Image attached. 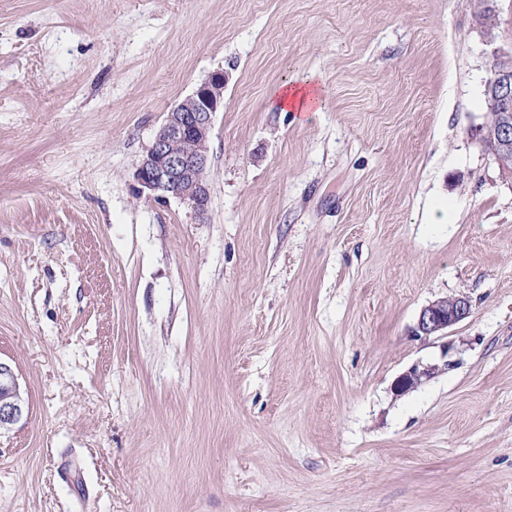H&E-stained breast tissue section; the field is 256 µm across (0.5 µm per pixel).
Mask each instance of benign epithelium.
Masks as SVG:
<instances>
[{
	"mask_svg": "<svg viewBox=\"0 0 512 512\" xmlns=\"http://www.w3.org/2000/svg\"><path fill=\"white\" fill-rule=\"evenodd\" d=\"M505 50L493 53L487 109L499 113L498 122L478 128L480 141L491 151L502 175L512 179V70L498 66ZM224 72L211 73L191 95L165 113L152 143L142 156L134 178L138 194L148 199L176 198L194 214L207 212L210 188L207 178L208 143L217 112L224 109ZM471 313L464 294L439 298L421 309L412 336L427 339L446 336L448 329ZM434 366L414 365L403 373L397 387L414 389L435 373ZM26 413L18 378L10 365L0 361V431L9 430Z\"/></svg>",
	"mask_w": 512,
	"mask_h": 512,
	"instance_id": "obj_1",
	"label": "benign epithelium"
}]
</instances>
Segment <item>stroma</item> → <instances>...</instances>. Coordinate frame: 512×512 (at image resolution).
Masks as SVG:
<instances>
[{
    "label": "stroma",
    "mask_w": 512,
    "mask_h": 512,
    "mask_svg": "<svg viewBox=\"0 0 512 512\" xmlns=\"http://www.w3.org/2000/svg\"><path fill=\"white\" fill-rule=\"evenodd\" d=\"M497 47L512 0H0V512H512ZM217 70L200 219L134 172ZM511 51L493 52L490 77L486 80L488 87L487 109L489 125H482L477 130L480 141L491 151L502 175L512 179V70L503 69L498 62ZM497 111L500 112L498 122ZM508 111V112H506ZM308 87L287 86L283 89L279 99V105L283 111L287 112L288 107L298 111L308 112L312 109H318L322 103L320 98V89L310 87L309 81L305 82ZM470 313L471 301L467 295L439 298L421 309L412 328V336L418 339L445 336L450 327L467 319ZM26 409L15 372L0 360V433L16 425L24 417ZM435 370V366L413 365L407 372L400 376L397 387L400 391L417 388L423 384L424 381L432 377Z\"/></svg>",
    "instance_id": "35a3bbf8"
}]
</instances>
